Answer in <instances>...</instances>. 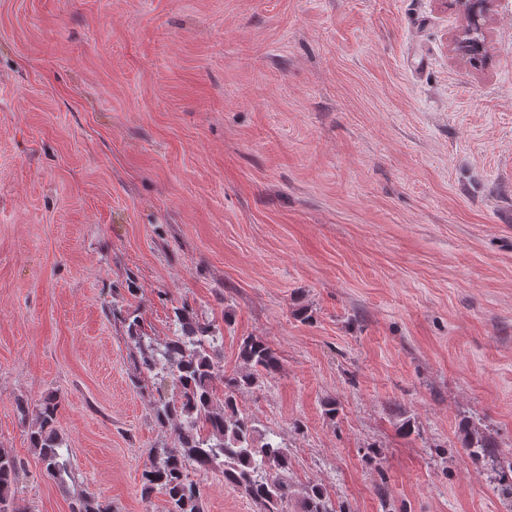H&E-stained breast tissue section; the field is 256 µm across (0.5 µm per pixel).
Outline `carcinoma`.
<instances>
[{
    "mask_svg": "<svg viewBox=\"0 0 512 512\" xmlns=\"http://www.w3.org/2000/svg\"><path fill=\"white\" fill-rule=\"evenodd\" d=\"M177 331L161 347L141 331L136 316H127V340L136 371L155 379L170 375L176 380L178 401L159 400L154 416L161 426L175 419L179 431L172 444L152 456L142 473V496L155 491L167 497L168 512H203L198 484L193 474L221 470L224 481L260 506V512H286L290 497L288 447L268 439L254 445L253 421L242 413L235 394L264 386L280 368V360L267 342L247 337L239 349L242 369L224 377V399L215 403L213 381L223 373L221 337L202 323L184 304L174 309ZM61 406L55 396L40 404L38 425L29 433L30 442L45 467L54 475L65 468L62 441L55 423ZM463 448L480 456L494 454L496 443L476 426H462ZM19 463L0 453V512H13ZM305 512H335L322 487L309 486L304 496Z\"/></svg>",
    "mask_w": 512,
    "mask_h": 512,
    "instance_id": "1",
    "label": "carcinoma"
}]
</instances>
